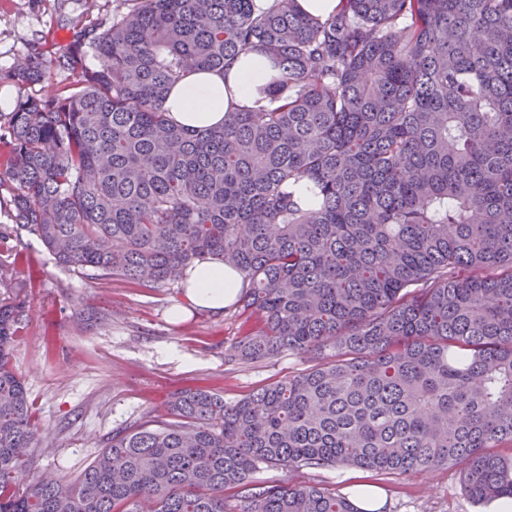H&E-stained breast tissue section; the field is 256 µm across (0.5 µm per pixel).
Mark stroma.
<instances>
[{
  "label": "stroma",
  "instance_id": "obj_1",
  "mask_svg": "<svg viewBox=\"0 0 512 512\" xmlns=\"http://www.w3.org/2000/svg\"><path fill=\"white\" fill-rule=\"evenodd\" d=\"M112 21V0H0V90L29 55L51 53L74 31ZM16 292L29 305L18 326L12 364L25 381L41 437L28 472L75 480L113 433L169 416L178 389L204 384L234 403L307 370V355L228 365L224 351L246 332L237 309L193 310L180 284L143 288L115 278L96 280L56 263L40 239L12 228L0 240ZM259 479L307 482L341 494L368 483L387 497L386 512H484L465 494L455 468L422 474H376L349 468H264Z\"/></svg>",
  "mask_w": 512,
  "mask_h": 512
}]
</instances>
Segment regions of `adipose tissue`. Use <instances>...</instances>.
Masks as SVG:
<instances>
[{
    "label": "adipose tissue",
    "mask_w": 512,
    "mask_h": 512,
    "mask_svg": "<svg viewBox=\"0 0 512 512\" xmlns=\"http://www.w3.org/2000/svg\"><path fill=\"white\" fill-rule=\"evenodd\" d=\"M273 73L263 54L239 58L223 72L200 71L186 76L168 93L164 108L173 119L194 129L222 124L227 113L256 106L257 90ZM185 294L195 306L219 311L243 288L239 274L218 260L196 263L186 270Z\"/></svg>",
    "instance_id": "1"
}]
</instances>
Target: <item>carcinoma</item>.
<instances>
[{
  "label": "carcinoma",
  "instance_id": "1",
  "mask_svg": "<svg viewBox=\"0 0 512 512\" xmlns=\"http://www.w3.org/2000/svg\"><path fill=\"white\" fill-rule=\"evenodd\" d=\"M117 2L108 28L9 75L13 222L57 263L142 288L222 261L262 322L224 360L316 363L235 403L181 389L172 419L112 435L77 480L26 479V301L0 268V512H361L255 479L265 467L455 466L474 502L512 498V456L494 452L512 443V0H338L324 17ZM250 52L272 63L268 105L199 131L170 118L174 83Z\"/></svg>",
  "mask_w": 512,
  "mask_h": 512
}]
</instances>
